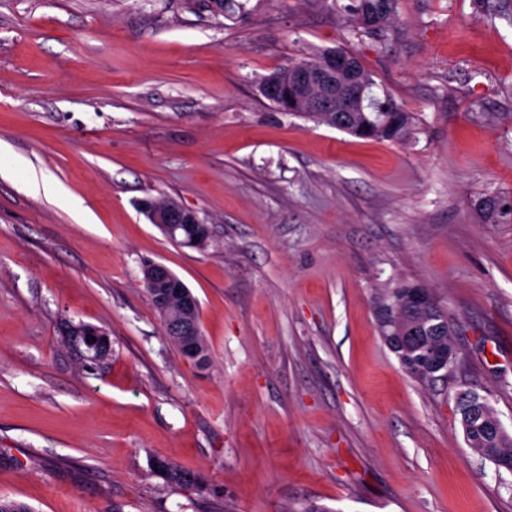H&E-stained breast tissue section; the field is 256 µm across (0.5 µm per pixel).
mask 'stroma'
<instances>
[{
  "label": "stroma",
  "instance_id": "1",
  "mask_svg": "<svg viewBox=\"0 0 512 512\" xmlns=\"http://www.w3.org/2000/svg\"><path fill=\"white\" fill-rule=\"evenodd\" d=\"M0 0V496L33 512H512L467 447L458 392L512 432V0H399L385 35L348 0ZM355 54L413 117L405 142L278 110L261 80ZM211 228L178 246L137 208ZM199 300L207 365L142 283ZM429 287L459 360L422 384L380 331ZM104 329L91 362L70 328ZM201 474V493L152 468ZM157 201V200H155ZM166 201H157L165 203ZM139 209L145 213L151 224H154L161 233L170 240L180 239L181 231H187L195 244L205 243L211 234L208 224H204L197 213L175 200L163 205L155 204L150 199L141 200ZM142 274L147 293L155 298L161 311H167L174 307L179 312L177 318H168L169 323L167 324L165 318L152 301L163 325L165 336L183 355L182 339L186 347L184 356L191 361L198 362L194 363L196 366L205 365L209 357V348L201 330L199 336L198 325L195 319V312L199 306L198 299L186 284L163 263L156 261L148 262L144 265ZM167 325H169L171 336L168 334ZM195 336H197V341L200 345L207 351L205 358L204 350L196 341ZM202 358L204 359L201 361Z\"/></svg>",
  "mask_w": 512,
  "mask_h": 512
}]
</instances>
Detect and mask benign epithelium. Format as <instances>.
<instances>
[{
	"label": "benign epithelium",
	"instance_id": "1",
	"mask_svg": "<svg viewBox=\"0 0 512 512\" xmlns=\"http://www.w3.org/2000/svg\"><path fill=\"white\" fill-rule=\"evenodd\" d=\"M293 95H288L284 86L276 81H268L262 87V93L269 99L290 97V103L297 106H314L323 112H356L367 90V80L359 72L353 57L336 51L325 52L319 62L312 67H299L288 75ZM139 209L145 213L168 239L180 238L183 231L189 232L196 244L205 243L211 234L210 226L203 223L197 213L175 200L158 205L150 199L140 201ZM143 283L148 294L153 296L163 311L176 308L179 315L169 320V331L182 339L185 357L199 362L204 358V350L196 341L199 335L195 312L198 299L186 284L165 264L151 261L143 267ZM394 342L409 349L415 347L425 352L426 362L431 366L448 371L450 353L441 345L427 344L417 340L416 335L396 336ZM471 413V419L497 432L503 429L501 421L487 422L474 406V398L461 394Z\"/></svg>",
	"mask_w": 512,
	"mask_h": 512
}]
</instances>
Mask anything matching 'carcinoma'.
I'll list each match as a JSON object with an SVG mask.
<instances>
[{
    "mask_svg": "<svg viewBox=\"0 0 512 512\" xmlns=\"http://www.w3.org/2000/svg\"><path fill=\"white\" fill-rule=\"evenodd\" d=\"M384 5L387 6L385 21L388 22L396 13L397 0H354L350 8L353 21L361 24L366 14L380 10ZM341 130L359 138L403 142L411 133L412 116L389 93H384L381 99L370 95L364 111L352 113V119ZM414 287V283H403L387 295L383 312L394 322L389 327L381 326L382 336H402L411 327L421 328L427 337L448 345L454 354H459L448 324L447 311L434 297L426 309H420L408 298L410 289ZM396 357L403 371L415 381L425 383L434 378L432 373L412 374V370L421 368L422 353L416 350L398 351ZM457 411L467 446L481 458L493 463L497 469L512 473V434L505 430L492 434L484 431L470 419L460 403L457 404ZM154 470L170 484L199 491L205 488V482L199 474L165 460H157Z\"/></svg>",
    "mask_w": 512,
    "mask_h": 512,
    "instance_id": "carcinoma-1",
    "label": "carcinoma"
}]
</instances>
